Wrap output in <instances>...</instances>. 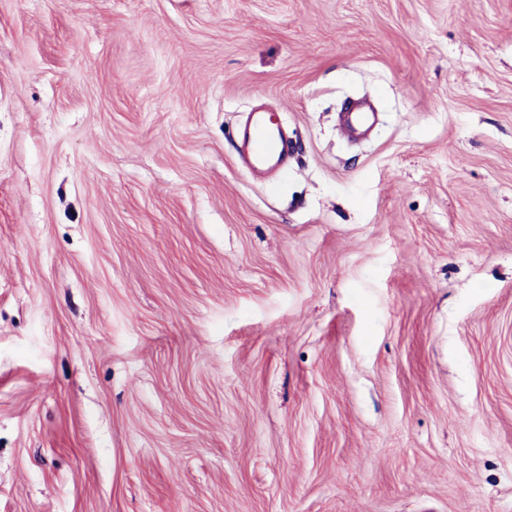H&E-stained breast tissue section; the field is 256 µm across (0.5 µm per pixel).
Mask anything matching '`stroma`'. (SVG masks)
<instances>
[{
  "mask_svg": "<svg viewBox=\"0 0 512 512\" xmlns=\"http://www.w3.org/2000/svg\"><path fill=\"white\" fill-rule=\"evenodd\" d=\"M0 512H512V0H0ZM278 110L276 105L267 104L251 117L244 132L239 152L255 172L273 169L282 162Z\"/></svg>",
  "mask_w": 512,
  "mask_h": 512,
  "instance_id": "35a3bbf8",
  "label": "stroma"
}]
</instances>
